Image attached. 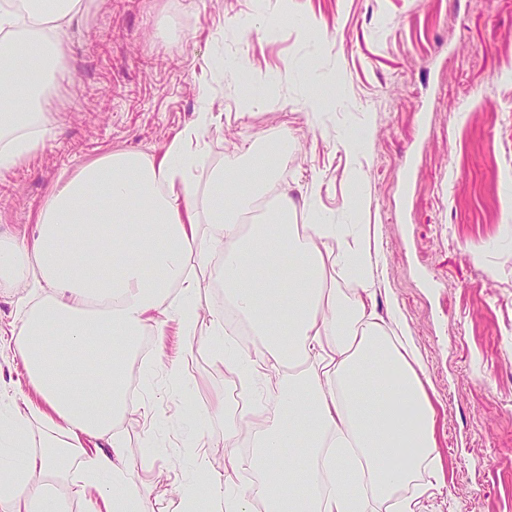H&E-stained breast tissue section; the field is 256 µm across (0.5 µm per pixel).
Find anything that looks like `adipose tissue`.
I'll return each instance as SVG.
<instances>
[{
    "label": "adipose tissue",
    "instance_id": "adipose-tissue-1",
    "mask_svg": "<svg viewBox=\"0 0 512 512\" xmlns=\"http://www.w3.org/2000/svg\"><path fill=\"white\" fill-rule=\"evenodd\" d=\"M85 0H0V169L25 162L44 141L45 85L36 52L57 59L62 36L89 11ZM194 125L161 158L108 152L83 164L45 199L33 232L0 234V288L39 272L44 293L20 299L0 350L24 366L32 399L0 400V512H71L55 483L56 451L76 458L91 496L84 512H153L150 491L124 464L116 427L126 409L124 363L144 330L176 320L187 345L223 349L242 379L278 395L251 424L253 456L239 450L241 424L224 428V471L212 474L199 435L173 512H421L417 480L435 446L423 360L398 309L380 315V265L365 224H336L316 186L293 198L277 182L288 133L228 156L199 193L202 135ZM277 193L265 224L247 226L258 201ZM304 224H295L296 216ZM208 237H201V226ZM215 266L224 296L259 346L225 334L224 318H200L201 270ZM340 268L348 277L330 276ZM302 363L300 372L290 366ZM302 449L305 464H286ZM258 480L240 488L242 472Z\"/></svg>",
    "mask_w": 512,
    "mask_h": 512
}]
</instances>
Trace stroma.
<instances>
[{
	"instance_id": "1",
	"label": "stroma",
	"mask_w": 512,
	"mask_h": 512,
	"mask_svg": "<svg viewBox=\"0 0 512 512\" xmlns=\"http://www.w3.org/2000/svg\"><path fill=\"white\" fill-rule=\"evenodd\" d=\"M217 57L254 81L211 95L224 121L203 134L200 190L226 156L284 128L296 149L279 181L292 196L317 182L321 209L340 216L363 194L357 220L372 227L387 288L378 311L398 306L435 410L425 512H512V0H95L56 74L50 135L0 173V227L33 228L48 193L107 151L161 156L195 120ZM151 343L119 427L131 472L170 512L190 465L184 412L223 399L204 433L222 470L240 383L175 324ZM149 427L160 448L146 469Z\"/></svg>"
}]
</instances>
